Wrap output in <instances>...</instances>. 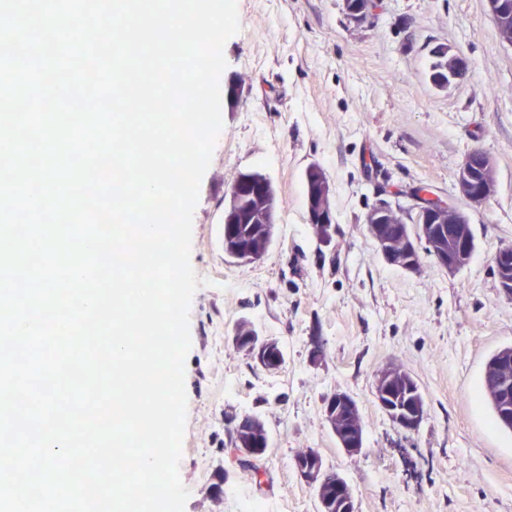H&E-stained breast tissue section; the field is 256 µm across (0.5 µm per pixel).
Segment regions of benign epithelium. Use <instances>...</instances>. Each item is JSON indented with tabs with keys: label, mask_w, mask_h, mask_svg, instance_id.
I'll use <instances>...</instances> for the list:
<instances>
[{
	"label": "benign epithelium",
	"mask_w": 512,
	"mask_h": 512,
	"mask_svg": "<svg viewBox=\"0 0 512 512\" xmlns=\"http://www.w3.org/2000/svg\"><path fill=\"white\" fill-rule=\"evenodd\" d=\"M495 21L498 40L512 48V12L503 9L496 0H489ZM305 207L307 221L311 224L319 246L329 247L336 236V218L331 207L333 186L323 168L317 164L304 172ZM496 165L482 151H472L462 160L457 173V193L461 203L442 198L435 192L415 193L413 189L395 190L391 195L411 201L407 207L399 202L381 201L366 214L365 224L383 261L394 268L419 271L422 255H427L438 267L455 273L465 268L474 254V244L467 228L471 226L469 209L485 204L494 194ZM248 205L251 223L263 226L258 242L237 237L235 225L243 205ZM281 201L278 190L270 177L252 171L241 172L234 180L229 202L224 206V254L242 261L254 262L267 255L278 226ZM396 216L398 240H393L386 228L389 217ZM493 270L503 293L512 298V246L496 251L492 258ZM232 343L259 369L274 373L286 360L283 346L276 340L262 336L255 327L242 321L237 324ZM512 353L505 352L498 362L502 374L497 398L503 409V418L512 417ZM406 376L397 366L382 370L375 381L373 397L392 423L403 432L416 431L426 416L425 400L415 402L411 410L402 412L385 401L394 385ZM323 412L331 430L335 431L338 446L344 453L355 456L364 449V429L359 405L345 392H335L323 400ZM266 453L264 448H231L228 458L238 468L261 473L260 463ZM294 468L301 480L316 494V512H357L352 489L346 479L338 474L329 479L322 456L313 449L296 454Z\"/></svg>",
	"instance_id": "obj_1"
}]
</instances>
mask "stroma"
Returning a JSON list of instances; mask_svg holds the SVG:
<instances>
[{
	"label": "stroma",
	"mask_w": 512,
	"mask_h": 512,
	"mask_svg": "<svg viewBox=\"0 0 512 512\" xmlns=\"http://www.w3.org/2000/svg\"><path fill=\"white\" fill-rule=\"evenodd\" d=\"M237 6L241 30L224 45V77L244 96L222 110L193 216L191 264L205 284L191 302L185 362V512H316L294 469L305 448L343 475L359 512H512V433L492 424L479 395L487 358L512 345V299L492 267L512 245V48L499 42L487 0H380L362 22L344 0ZM440 46L469 69L443 89L429 78ZM475 149L494 159L497 186L470 212V263L455 273L428 257L415 273L386 265L365 224L374 185L422 182L456 199L459 165ZM312 164L334 186L338 230L325 249L307 222ZM254 170L278 189L279 227L267 257L238 263L224 256V204L238 173ZM243 320L285 348L282 370H258L233 348ZM392 364L426 399L413 433L373 398ZM337 391L360 407L356 456L323 415V398ZM246 413L271 434L257 479L224 456L231 418Z\"/></svg>",
	"instance_id": "stroma-1"
}]
</instances>
